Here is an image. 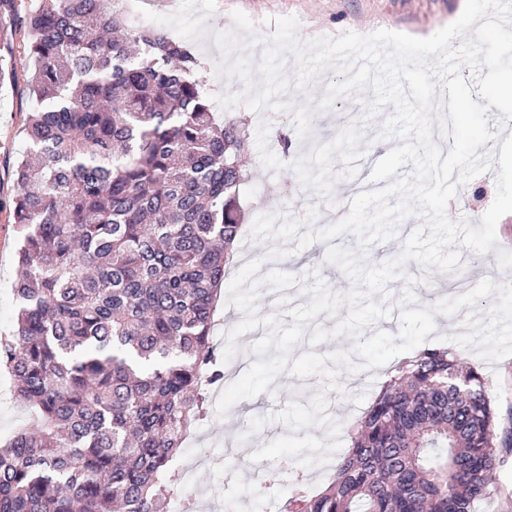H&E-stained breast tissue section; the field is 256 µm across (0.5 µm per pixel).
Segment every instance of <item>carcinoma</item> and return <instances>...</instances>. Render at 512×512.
<instances>
[{"instance_id":"1","label":"carcinoma","mask_w":512,"mask_h":512,"mask_svg":"<svg viewBox=\"0 0 512 512\" xmlns=\"http://www.w3.org/2000/svg\"><path fill=\"white\" fill-rule=\"evenodd\" d=\"M19 16L0 0L3 53ZM0 372L41 424L0 448V512H168L176 452L224 380L211 328L241 233L250 123L220 122L200 59L102 0H42ZM483 378L447 349L395 369L329 486L288 512H469L498 461Z\"/></svg>"}]
</instances>
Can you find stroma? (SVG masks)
Returning a JSON list of instances; mask_svg holds the SVG:
<instances>
[{
  "mask_svg": "<svg viewBox=\"0 0 512 512\" xmlns=\"http://www.w3.org/2000/svg\"><path fill=\"white\" fill-rule=\"evenodd\" d=\"M465 0H216L215 11L207 18V37L192 41L191 47L201 58L203 68L198 78L207 95L223 93L225 78L216 73L223 56L212 40L216 33L237 34L246 43V53L252 67H259L263 43L274 32L267 24L270 16H293L298 20L296 34L307 42L322 37H336L346 31L368 35L379 29L428 37L453 23L461 15ZM11 52L16 59L12 82L0 90V282L13 285L18 277L17 247L19 228L13 220V206L18 191L16 162L27 146V123L32 108L28 85L34 70L29 55V32L26 27L14 29ZM334 70H326L305 88L292 87L278 95L284 113L276 121L253 127L252 154L247 164V176L240 186L243 208V233L248 243L226 270V290L222 301L229 302L228 288L237 272L246 264L259 262V278L245 284L244 289L254 298L256 310H271L279 324L291 326V308L308 304L310 295L302 288L276 290L265 282L275 272L276 262H292V273L305 277L318 273L332 291L343 293L352 286L351 279L337 266L326 260L327 245L316 242L298 248L296 241L271 236L255 238L253 225L258 217L270 215L271 196L262 189L268 180H276L287 193V213L292 220L307 217L310 205L320 207L316 227L334 222L336 205L347 198L360 174L371 173L376 161L398 146L397 138L385 135L384 126L394 112L385 106L374 115L365 108L373 98L371 89L360 88L337 99L332 109L317 110L312 120L311 134L300 138L292 111L298 106L316 107L335 78ZM495 172L478 175L459 187L456 198L450 200L452 219H480L495 199ZM422 223L421 217L410 216L396 226L393 239L360 246L356 237L346 233L334 242L356 251L363 266H378L400 256L405 238ZM460 274L465 287H474L485 278L495 282L512 281V269L500 271L495 252L477 254L462 249ZM413 292L418 306H431L448 296V286L437 271L424 270L416 262L403 266L400 277L387 285L385 293L374 294V301L384 303L393 314L366 326L364 336L383 330L398 334L396 316L403 304L405 292ZM451 351L482 376L486 393L499 416V433L512 430V356L490 363L474 348L451 344ZM391 365L359 366L348 370L337 368V390L327 388L320 376L301 378L291 370L281 371L269 392L238 401L226 412L209 408L195 428L190 442L184 443L178 454L179 462L188 461L197 448H206L214 456L225 454L228 423H236L243 440L259 445L261 459L278 477L266 497L248 498L242 512H267L270 505L287 500L293 483L282 477V469L299 470L308 489H320L333 477L341 455L351 445V431L360 423L365 411L389 378ZM497 463L487 491L475 499L470 512H512V452L499 449ZM193 482L197 488L209 489L208 512H225L226 507L238 506L245 496L243 486L225 485L220 471L196 469ZM246 497V496H245Z\"/></svg>",
  "mask_w": 512,
  "mask_h": 512,
  "instance_id": "35a3bbf8",
  "label": "stroma"
}]
</instances>
